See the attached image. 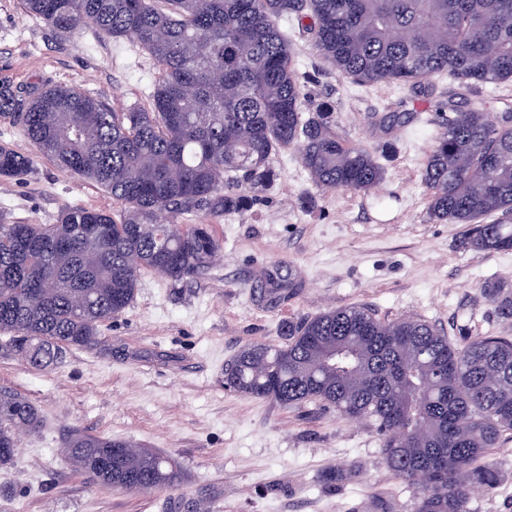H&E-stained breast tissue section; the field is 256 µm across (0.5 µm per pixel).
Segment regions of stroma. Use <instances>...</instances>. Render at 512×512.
<instances>
[{
	"label": "stroma",
	"mask_w": 512,
	"mask_h": 512,
	"mask_svg": "<svg viewBox=\"0 0 512 512\" xmlns=\"http://www.w3.org/2000/svg\"><path fill=\"white\" fill-rule=\"evenodd\" d=\"M307 110L334 108L337 132L384 168L363 194L317 187L295 150L274 160L279 177L245 215L210 218L222 249L194 278L143 271L133 303L101 329V346L67 351L53 370L31 368L0 333V387L31 400L42 427L20 435L11 467L0 468V512H371L373 498L413 512L414 491L387 471L375 428L316 403L285 408L231 392L224 369L253 343H284L288 322L330 309L365 306L385 321L418 317L448 337L512 336L484 293L512 291V252L464 248L462 227L429 215L421 179L436 134L435 108L483 99L501 122L512 81L465 86L433 77L431 102L406 86H361L324 65L309 36L291 27ZM158 78L134 40L88 30L59 38L19 0H0V86L26 91L73 85L112 108L145 107ZM420 115L400 128L393 149L372 121L399 100ZM32 159L27 174L0 178V215L52 224L69 207L120 211L111 195L37 154L20 126L0 118V145ZM298 285L275 294L273 280ZM129 440L182 468L179 492L129 493L87 481L62 450L73 430ZM492 456L502 466L495 496L475 493L472 512H512V442ZM357 464L361 476L328 486L321 475Z\"/></svg>",
	"instance_id": "35a3bbf8"
}]
</instances>
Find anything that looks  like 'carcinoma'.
Listing matches in <instances>:
<instances>
[{
  "instance_id": "carcinoma-1",
  "label": "carcinoma",
  "mask_w": 512,
  "mask_h": 512,
  "mask_svg": "<svg viewBox=\"0 0 512 512\" xmlns=\"http://www.w3.org/2000/svg\"><path fill=\"white\" fill-rule=\"evenodd\" d=\"M56 34L92 29L131 38L159 77L151 106L117 112L74 86L33 93L0 87V115L21 123L37 152L95 183L122 205L73 207L54 224L0 218V332L34 369L71 348L99 345V327L133 302L145 269L175 281L208 267L220 244L185 214L247 213L298 152L322 189L368 193L383 168L336 133L332 107L303 109L286 29L297 24L336 73L371 86L397 82L418 95L446 73L464 84L512 80V0H21ZM436 113L421 179L437 222L462 224L465 248L512 251V121L496 125L485 102ZM410 116L375 120L385 131ZM0 145V177L30 169ZM512 320V292L485 289ZM283 345L250 344L225 387L293 407L315 402L374 422L386 469L416 489L414 512H470L472 495L502 480L489 451L512 435V338L453 343L420 318L378 319L366 307L290 322ZM41 426L36 406L0 389V467L17 434ZM67 458L93 482L126 492L176 491L178 464L136 443L75 430ZM356 464L326 484L359 476Z\"/></svg>"
}]
</instances>
